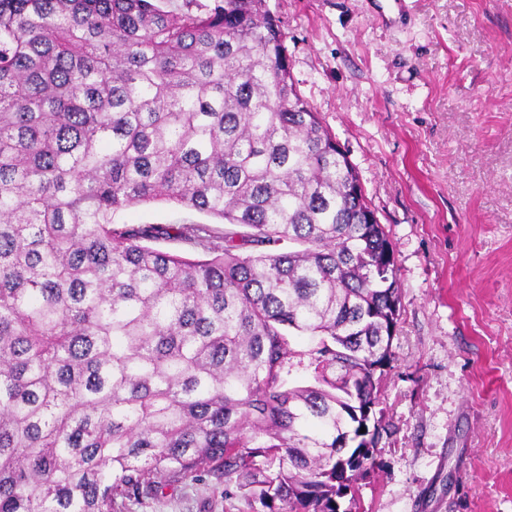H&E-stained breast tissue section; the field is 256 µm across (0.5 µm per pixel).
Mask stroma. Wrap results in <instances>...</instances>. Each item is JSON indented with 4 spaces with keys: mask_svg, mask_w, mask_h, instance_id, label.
I'll list each match as a JSON object with an SVG mask.
<instances>
[{
    "mask_svg": "<svg viewBox=\"0 0 512 512\" xmlns=\"http://www.w3.org/2000/svg\"><path fill=\"white\" fill-rule=\"evenodd\" d=\"M395 245L386 425L357 512H512V0H266ZM120 224L208 223L158 201ZM202 475L120 512H243Z\"/></svg>",
    "mask_w": 512,
    "mask_h": 512,
    "instance_id": "1",
    "label": "stroma"
}]
</instances>
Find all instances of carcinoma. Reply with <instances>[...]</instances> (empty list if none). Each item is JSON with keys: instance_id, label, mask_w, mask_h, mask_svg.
Here are the masks:
<instances>
[{"instance_id": "cac0c4a2", "label": "carcinoma", "mask_w": 512, "mask_h": 512, "mask_svg": "<svg viewBox=\"0 0 512 512\" xmlns=\"http://www.w3.org/2000/svg\"><path fill=\"white\" fill-rule=\"evenodd\" d=\"M359 182L265 0H0V512L355 500L401 313ZM157 201L224 229L114 221ZM239 499H224V483L209 475L164 482L157 495L125 501L120 512H241Z\"/></svg>"}]
</instances>
